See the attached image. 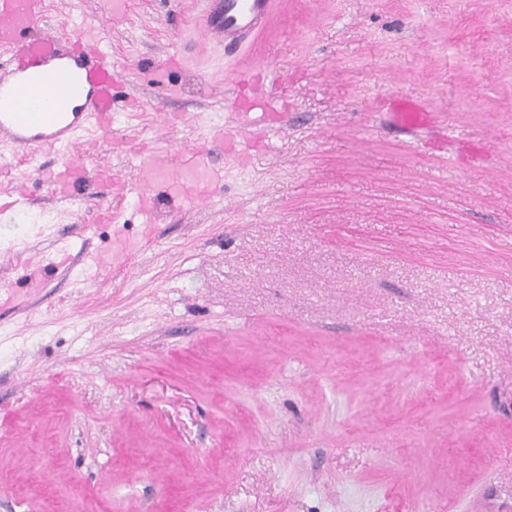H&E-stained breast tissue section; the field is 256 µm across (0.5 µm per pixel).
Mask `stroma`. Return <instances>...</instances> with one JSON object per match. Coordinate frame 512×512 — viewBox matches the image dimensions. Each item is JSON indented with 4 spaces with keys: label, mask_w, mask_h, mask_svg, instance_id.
<instances>
[{
    "label": "stroma",
    "mask_w": 512,
    "mask_h": 512,
    "mask_svg": "<svg viewBox=\"0 0 512 512\" xmlns=\"http://www.w3.org/2000/svg\"><path fill=\"white\" fill-rule=\"evenodd\" d=\"M197 10L46 0L29 32L103 27L123 70L86 190L0 144L27 198L0 209V512H512V0H278L231 53ZM262 66L283 124L247 165L215 150L211 206L156 188L145 230L140 146L202 142ZM29 260L41 287L7 292ZM394 115L406 130H415L427 122V112L421 106L404 99L396 101Z\"/></svg>",
    "instance_id": "35a3bbf8"
}]
</instances>
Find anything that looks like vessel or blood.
<instances>
[{
  "label": "vessel or blood",
  "mask_w": 512,
  "mask_h": 512,
  "mask_svg": "<svg viewBox=\"0 0 512 512\" xmlns=\"http://www.w3.org/2000/svg\"><path fill=\"white\" fill-rule=\"evenodd\" d=\"M203 4L196 26L204 36L233 49L263 29L273 0H203ZM44 16L45 0H0V55L8 56L10 65L0 74V139L20 158L56 153L59 162L54 170L37 168L33 175L64 198L88 184L82 139L89 127L111 128L119 66L97 35L77 32L66 50L52 37L28 38V31ZM79 96L84 97V105L71 110L72 100ZM394 115L407 130L427 122L426 111L404 99L396 101ZM281 118L261 96H241L234 102L232 126L216 131L214 138L228 155L241 158L256 144L254 127L276 124ZM223 177V170L210 164L208 148L166 156L150 152L132 190L139 212L150 219L155 212L151 192L155 184H167L174 197L202 208L209 205L211 189Z\"/></svg>",
  "instance_id": "vessel-or-blood-1"
}]
</instances>
